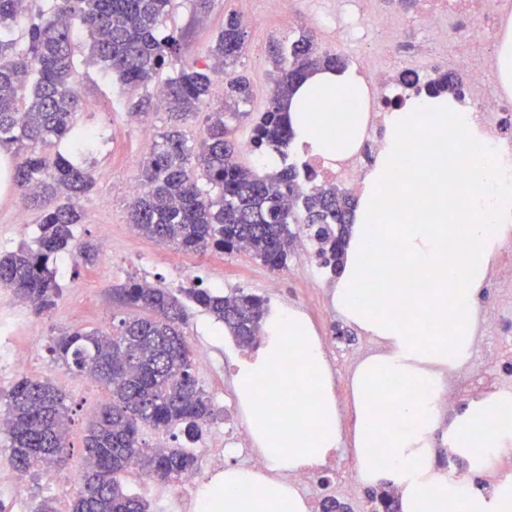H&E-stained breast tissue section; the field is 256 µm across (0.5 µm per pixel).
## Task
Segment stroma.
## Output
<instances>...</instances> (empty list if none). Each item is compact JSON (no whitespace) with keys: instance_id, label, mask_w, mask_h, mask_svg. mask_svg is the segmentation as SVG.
I'll use <instances>...</instances> for the list:
<instances>
[{"instance_id":"obj_1","label":"stroma","mask_w":512,"mask_h":512,"mask_svg":"<svg viewBox=\"0 0 512 512\" xmlns=\"http://www.w3.org/2000/svg\"><path fill=\"white\" fill-rule=\"evenodd\" d=\"M331 0H297L292 16L284 18L268 12L262 0H213L208 11L197 12L191 0H173L169 15L161 26L163 34L179 39L190 57L206 56L224 26V17L236 12L245 31L246 53L238 63L250 78L252 99L246 117L233 121L235 136L247 144L251 129L264 112L271 95L270 59L272 42L285 44L313 29ZM76 88L81 101L77 116L79 126L100 131L101 138L92 152H78L88 167L95 188L82 198L83 224L75 228V237L99 247L96 263L77 264L70 251L59 252L53 266L61 294L54 309L37 316L30 309L18 308L15 296L0 289V333L30 346L37 357L34 376L56 382L66 393L70 408V442L75 453L68 470L72 483H79L82 472L83 430L95 405L108 400L109 394L97 383L69 375L52 362L48 346L58 331L69 327L108 329L117 307L112 288L127 279L148 278L173 293L198 286L225 292L243 289L260 295L268 309L298 310L312 323L317 336H327L341 317L331 303L330 292L336 283L331 273L319 280L295 278L294 269L302 260L310 238L297 232L288 265L275 272L247 252L225 254L188 253L159 244L145 237L128 236V188L139 183L142 164L150 155L155 138L169 122V114L157 104H147L144 126L128 124V114L136 103L144 101L145 89L121 86L97 65L88 63L85 50H77ZM40 212L37 208H20L15 189L0 193V247L9 249L20 244L34 245L39 235ZM185 336L192 353L210 350L217 377L226 396H235L234 363L243 351L231 336L222 334L215 320L195 306H188ZM53 474L39 470L26 475L14 470L5 436L0 433V482L11 485L15 496L4 498L7 512H20L23 505H37L49 500L55 512H67L72 494L51 484Z\"/></svg>"}]
</instances>
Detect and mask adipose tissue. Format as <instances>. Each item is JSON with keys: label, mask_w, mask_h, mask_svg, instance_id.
I'll return each mask as SVG.
<instances>
[{"label": "adipose tissue", "mask_w": 512, "mask_h": 512, "mask_svg": "<svg viewBox=\"0 0 512 512\" xmlns=\"http://www.w3.org/2000/svg\"><path fill=\"white\" fill-rule=\"evenodd\" d=\"M365 90L353 69L309 74L288 101L293 147L327 160L353 150ZM453 97L408 99L389 117L363 178L332 293L339 315L380 340L350 384L354 441L340 426L330 367L309 320L277 311L257 357L238 363L236 394L263 457L280 471L313 469L351 452L368 487L397 489L400 512H512V484L487 494L438 472L435 438L464 457L512 439V403L440 412L441 372L471 356L472 309L500 236L512 230V170ZM385 451L373 460L374 449ZM208 512H306L287 482L235 467L206 495Z\"/></svg>", "instance_id": "adipose-tissue-1"}]
</instances>
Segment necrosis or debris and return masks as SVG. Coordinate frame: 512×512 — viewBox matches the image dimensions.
I'll return each instance as SVG.
<instances>
[{"instance_id":"obj_1","label":"necrosis or debris","mask_w":512,"mask_h":512,"mask_svg":"<svg viewBox=\"0 0 512 512\" xmlns=\"http://www.w3.org/2000/svg\"><path fill=\"white\" fill-rule=\"evenodd\" d=\"M393 0H336V9L320 22L330 38L361 44L352 54V68L366 75L370 95L362 105L367 114L366 129L359 146L343 158L327 163L317 158L298 161L296 154L285 157L313 172L317 186L357 192L366 169L375 159L391 104L401 101L410 79L416 78L413 61L394 63L402 35L404 12ZM414 21L426 32L418 48L420 56L436 67L459 77L462 100L479 108L478 117L500 151L512 159V98L501 90L498 58L487 45L489 30L500 29L512 19V0H413ZM488 295L473 321L475 359L449 367L442 377L443 397L508 393L512 391V262H500L489 277ZM215 398L224 412V427L211 434L201 449L197 471L181 476L175 483L139 485L148 502L167 503L170 512H201L203 495L224 470L226 457L253 470L265 467V460L240 423L236 401ZM288 482L300 490L308 512H322L325 499L348 500L350 483L338 459H330L324 470L289 472Z\"/></svg>"}]
</instances>
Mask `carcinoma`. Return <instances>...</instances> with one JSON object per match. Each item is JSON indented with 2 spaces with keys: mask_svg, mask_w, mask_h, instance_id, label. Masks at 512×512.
I'll return each instance as SVG.
<instances>
[{
  "mask_svg": "<svg viewBox=\"0 0 512 512\" xmlns=\"http://www.w3.org/2000/svg\"><path fill=\"white\" fill-rule=\"evenodd\" d=\"M172 0H54L38 12L27 30L26 49L0 38V143L28 141L32 148L13 170L22 198L38 206L62 197L65 203L43 211L37 247L21 244L0 254V288L29 303L37 315L50 312L60 295L54 256L69 244L85 265L97 247L74 243L82 222L81 198L94 188L89 170L58 153L52 159L37 150L65 138L86 148L96 141L91 128L75 118L80 98L74 83V36L84 31L88 60L125 85L148 86L169 61L181 55L179 41L157 34ZM27 10L26 0H0V29H9ZM244 27L231 13L204 60L190 59L164 84L163 106L175 125L159 135L142 166L143 190L129 203L130 224L138 234L186 251L245 250L267 267L287 266L295 232L306 227L320 248L324 264L335 274L342 264L353 198L342 190L310 187V175L294 165L276 172L238 161L239 144L225 117L210 112L206 135L189 142L180 123L197 115L211 90V74L224 73V96L233 103L250 101L248 79L232 69L244 47ZM276 78L269 105L255 122L250 152L279 156L290 147L292 132L284 112L296 85L321 67H345L336 55L316 53L313 37L303 35L273 46ZM459 78L442 73L425 85L430 95L458 91ZM180 299L166 288L129 280L112 287V300L126 316L109 332L68 329L52 338L48 352L66 372L90 375L110 392V400L90 416L83 435L85 471L71 512H146L138 497L125 491L121 475L132 458L145 475L165 481L193 472L197 457L183 446L147 448L140 439L151 427L194 441L213 416L209 397L193 372V357L183 327L185 301L208 312L241 348L257 345L268 312L266 300L234 289L184 288ZM10 460L20 473L59 470L70 457L67 443L69 407L52 381L23 377L6 402ZM381 512H399L394 489L367 491Z\"/></svg>",
  "mask_w": 512,
  "mask_h": 512,
  "instance_id": "obj_1",
  "label": "carcinoma"
}]
</instances>
